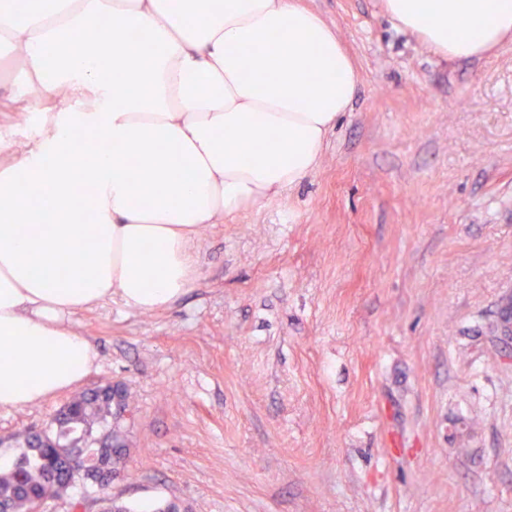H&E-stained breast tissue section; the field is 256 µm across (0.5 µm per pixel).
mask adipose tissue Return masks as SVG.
I'll list each match as a JSON object with an SVG mask.
<instances>
[{"mask_svg": "<svg viewBox=\"0 0 512 512\" xmlns=\"http://www.w3.org/2000/svg\"><path fill=\"white\" fill-rule=\"evenodd\" d=\"M384 8L452 59L512 36V0ZM103 20L109 45L68 50ZM0 46L19 72L0 107L39 118L32 135L0 133V408L15 409L93 367L68 316L115 297L167 308L193 281L200 225L310 175L358 76L337 33L295 0H28L21 15L0 6ZM76 212L88 223H71Z\"/></svg>", "mask_w": 512, "mask_h": 512, "instance_id": "adipose-tissue-1", "label": "adipose tissue"}]
</instances>
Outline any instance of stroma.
<instances>
[{
    "label": "stroma",
    "instance_id": "35a3bbf8",
    "mask_svg": "<svg viewBox=\"0 0 512 512\" xmlns=\"http://www.w3.org/2000/svg\"><path fill=\"white\" fill-rule=\"evenodd\" d=\"M357 96L318 167L201 225L170 307L70 324L124 389L108 494L177 512H512V38L451 61L383 0H298ZM67 390L0 409L44 427Z\"/></svg>",
    "mask_w": 512,
    "mask_h": 512
}]
</instances>
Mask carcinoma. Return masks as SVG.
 Here are the masks:
<instances>
[{"label":"carcinoma","mask_w":512,"mask_h":512,"mask_svg":"<svg viewBox=\"0 0 512 512\" xmlns=\"http://www.w3.org/2000/svg\"><path fill=\"white\" fill-rule=\"evenodd\" d=\"M85 38L106 45L112 42V29L102 23ZM111 387L107 383L73 397L47 428L29 431L16 441L12 459L0 467V512H35L78 481L102 485L112 480V472L99 467V457L105 452L120 462L126 440L112 427ZM76 448L86 460L83 472L73 474L66 461Z\"/></svg>","instance_id":"carcinoma-1"}]
</instances>
